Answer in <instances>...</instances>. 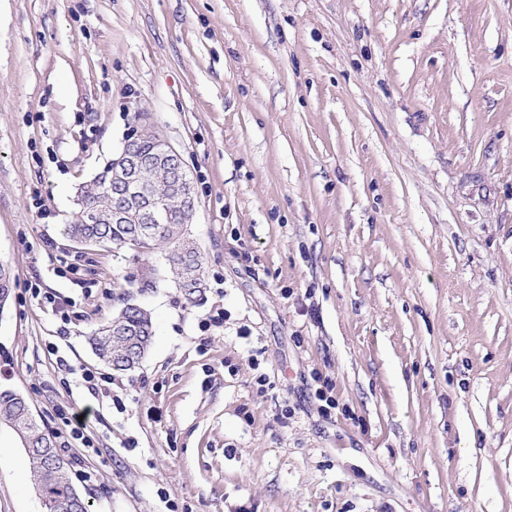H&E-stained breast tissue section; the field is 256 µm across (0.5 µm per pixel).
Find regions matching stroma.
Segmentation results:
<instances>
[{
  "label": "stroma",
  "mask_w": 512,
  "mask_h": 512,
  "mask_svg": "<svg viewBox=\"0 0 512 512\" xmlns=\"http://www.w3.org/2000/svg\"><path fill=\"white\" fill-rule=\"evenodd\" d=\"M140 116L191 301L63 234ZM0 262V386L85 414L90 512H512V0H0ZM125 291L154 344L94 395ZM0 512H44L5 426Z\"/></svg>",
  "instance_id": "obj_1"
}]
</instances>
